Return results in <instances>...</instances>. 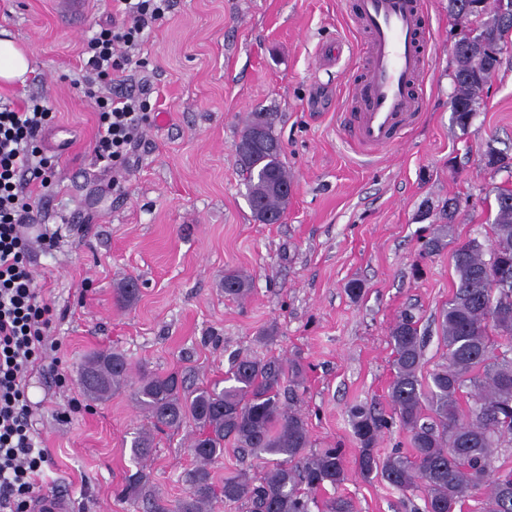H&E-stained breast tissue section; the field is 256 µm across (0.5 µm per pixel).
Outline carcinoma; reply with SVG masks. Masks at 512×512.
<instances>
[{
    "label": "carcinoma",
    "mask_w": 512,
    "mask_h": 512,
    "mask_svg": "<svg viewBox=\"0 0 512 512\" xmlns=\"http://www.w3.org/2000/svg\"><path fill=\"white\" fill-rule=\"evenodd\" d=\"M470 0H448V13L472 23ZM455 93L452 119L462 130L480 108L481 93L498 69L484 60L465 39L454 45ZM266 128L259 145L248 144L256 123ZM237 153L245 172L247 200L255 218L264 224L282 220L288 199L274 186L290 185L281 155L282 145L273 130L270 113L255 112L244 128ZM486 152L499 153L492 172L512 173V155L487 143ZM496 211L488 244L476 239L453 253L456 289L441 311L445 361L429 374L430 400L423 404L422 337L416 322L401 318L390 331L394 377L389 387L393 416L410 436L411 452L378 456L374 447L389 421L362 405L350 409L353 434L360 445V474L376 476L398 490L419 488L425 512H462L466 501L484 497L482 512H512V472L497 476L493 460L498 448L512 444V320L492 321L494 310L512 311V298L489 282L502 274L512 278V189L497 190ZM457 199L448 200V223L426 249L441 245L455 224ZM250 290L241 273L224 274V294L241 298ZM132 372L124 354L97 351L86 357L79 371L84 393L106 399L125 386ZM302 384V368L270 356L242 357L224 378L227 386H203L185 394L175 372L145 375L134 393L137 405L153 419L158 430H176L190 418L198 432L189 445L196 467L189 475L190 489L171 507L145 490L143 475L126 478L121 496L134 506L147 501V512H214L219 504L242 505L247 512H311L321 494L338 489L344 481L340 449L311 450L308 424L301 413L282 404L285 381ZM471 403L462 409L463 394ZM248 451L265 469L258 478L246 473L215 484L209 466L224 455V441ZM154 437L136 436L131 454L150 456Z\"/></svg>",
    "instance_id": "cac0c4a2"
}]
</instances>
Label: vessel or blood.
I'll list each match as a JSON object with an SVG mask.
<instances>
[{
  "mask_svg": "<svg viewBox=\"0 0 512 512\" xmlns=\"http://www.w3.org/2000/svg\"><path fill=\"white\" fill-rule=\"evenodd\" d=\"M356 27L368 37L363 79L351 89L348 132L370 155L389 149L421 106L415 94L429 68L422 0H356Z\"/></svg>",
  "mask_w": 512,
  "mask_h": 512,
  "instance_id": "vessel-or-blood-1",
  "label": "vessel or blood"
}]
</instances>
